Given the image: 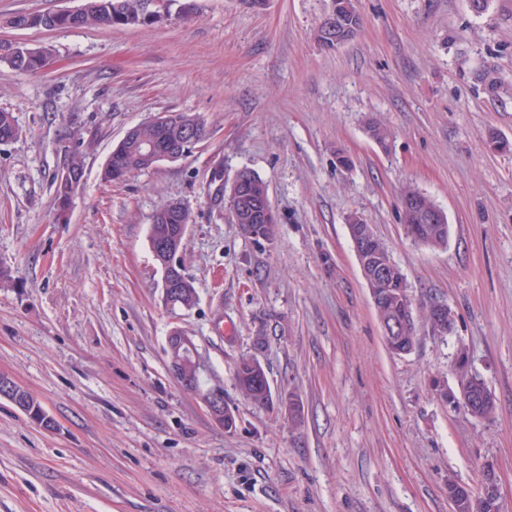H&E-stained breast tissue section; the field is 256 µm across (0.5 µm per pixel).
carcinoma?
<instances>
[{"mask_svg":"<svg viewBox=\"0 0 512 512\" xmlns=\"http://www.w3.org/2000/svg\"><path fill=\"white\" fill-rule=\"evenodd\" d=\"M147 0H86L82 9L64 14L62 12L19 15L13 18L12 24L20 29L45 28L52 29H81L85 27H136L146 23L162 13H153L146 8ZM337 17L348 26L347 39H352L361 27V18L356 12L353 0H332L330 11L325 15L319 28L321 44L331 50L337 43L325 36L327 19ZM53 59V49L45 45H29L12 42L6 45L0 43V64L23 72H36L50 65ZM172 122L159 126L150 122L141 124L127 133L126 137L113 148L103 171V179L117 181L131 173L145 171L156 165L146 152V146L153 142L162 143L173 140L181 144L186 153L207 138L208 131L204 120L192 112H171ZM22 130L12 113L0 111V140L10 142L21 136ZM250 193L236 202L235 223L239 224L243 234L254 240L270 241L275 236L276 224H267L262 220L252 219L254 202L268 199V188L259 176L246 171ZM156 220L151 224L149 241L152 252H157L161 242L165 240L173 224L189 223V213L180 214L160 207L156 212ZM415 229L421 237L420 243L431 247H441L448 240V224H417ZM381 262L391 269L393 277L376 280L366 275L370 291L389 293L378 302L376 313L382 327H391L397 323L399 330L385 334L388 349L402 355L413 350L417 342L415 318L412 312V302L407 293V285L401 269L392 262L387 250L381 242L374 244ZM253 357H243L235 367V381L243 396L253 405L268 407L273 404L270 397H260L262 387L255 386L259 374L252 366ZM454 512H501L500 499L487 495V487H482L479 495L465 492L462 499H450Z\"/></svg>","mask_w":512,"mask_h":512,"instance_id":"cac0c4a2","label":"carcinoma"}]
</instances>
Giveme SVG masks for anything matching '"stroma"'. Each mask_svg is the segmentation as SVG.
Listing matches in <instances>:
<instances>
[{
	"mask_svg": "<svg viewBox=\"0 0 512 512\" xmlns=\"http://www.w3.org/2000/svg\"><path fill=\"white\" fill-rule=\"evenodd\" d=\"M84 0H0V38L47 44L37 73L0 64V374L40 401L47 431L0 398V512H453L448 483L479 491L492 464L512 512V0H354L362 25L329 50L331 0H197L137 27L16 29L18 14ZM199 114L192 154L118 182L102 170L126 131ZM382 122L386 143L368 130ZM84 180L66 220L53 179L70 151ZM350 158L340 166L338 155ZM249 169L279 224L255 242L220 185ZM445 213L448 242L413 243L406 187ZM192 220L184 272L197 303L170 309L149 244L156 210ZM370 224L418 318L413 351H389L347 230ZM179 327L221 387L233 428L169 369ZM263 347H256L257 336ZM496 400L491 420L451 410L458 350ZM244 356L300 420L238 390Z\"/></svg>",
	"mask_w": 512,
	"mask_h": 512,
	"instance_id": "35a3bbf8",
	"label": "stroma"
}]
</instances>
